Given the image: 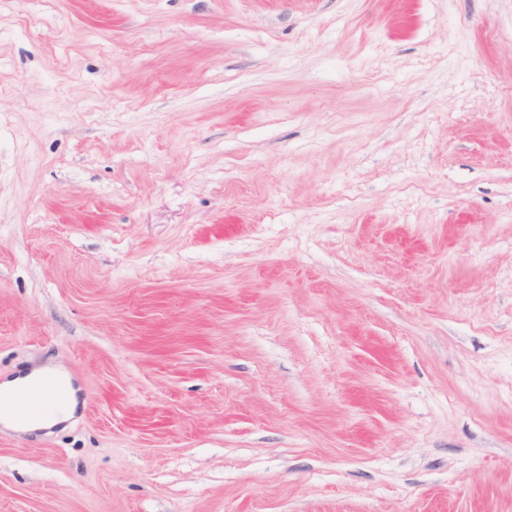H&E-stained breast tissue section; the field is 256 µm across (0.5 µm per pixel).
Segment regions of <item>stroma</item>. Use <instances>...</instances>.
<instances>
[{"label":"stroma","mask_w":512,"mask_h":512,"mask_svg":"<svg viewBox=\"0 0 512 512\" xmlns=\"http://www.w3.org/2000/svg\"><path fill=\"white\" fill-rule=\"evenodd\" d=\"M0 512H512V0H0ZM47 377H54L68 384L66 397L59 404L58 417H71L76 407L75 390L69 384L68 375L61 365L55 366H32L27 373L22 376L16 377L11 381L3 383V392L8 396H20L22 393L38 387L42 381Z\"/></svg>","instance_id":"1"}]
</instances>
